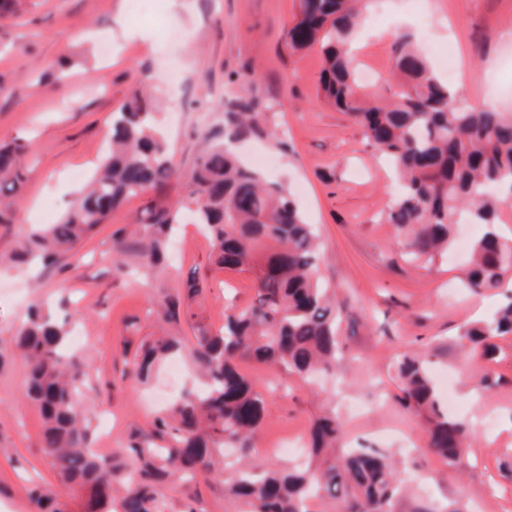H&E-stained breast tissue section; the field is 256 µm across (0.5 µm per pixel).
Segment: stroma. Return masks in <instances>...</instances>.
<instances>
[{"mask_svg":"<svg viewBox=\"0 0 512 512\" xmlns=\"http://www.w3.org/2000/svg\"><path fill=\"white\" fill-rule=\"evenodd\" d=\"M296 0H161L140 18L130 0H19L0 18V143L30 144L28 181L12 211L0 215V255L21 249L31 229L57 223L72 207L80 179L90 178L108 149L112 114L128 99L138 76H148L158 126L178 170L157 185V204L181 195L204 139L224 138V104L251 96L266 129L288 125L285 143L266 136L242 151L269 155L266 175L288 185L324 245L320 277L347 305L339 341L344 374L306 386L274 367L243 362L239 368L265 401L253 450L268 466H285L278 446H302L318 417L336 413L345 440L383 449L401 463L408 489L397 512L423 502L464 512H512V336L497 338L492 359L463 357L452 343L464 325L490 317L512 280L497 290L461 288L464 256L415 264L381 215L395 198L393 173L361 129L325 104L319 93L322 59L310 52L289 58L283 33ZM512 29V0H371L354 42L356 69L378 72L370 84L383 92L393 67L392 35L411 32L416 42L455 44L461 69L436 67L448 86L467 87V103L512 102V49L501 34ZM81 42H71L73 31ZM182 84L170 86L172 69ZM142 201L132 198L89 239L63 254L56 267L31 264L0 270V348L9 349L29 306L48 301L58 315L76 314L85 340L77 354L89 373L86 396L95 412L92 447L110 454L129 434L150 427L163 396L180 395L190 382L158 372L140 386L122 374L124 348L159 333L155 308L199 277L207 292L199 312L210 328L254 294L248 275L217 271L210 242L191 224L179 231L163 260L143 265L132 252L115 255L112 233L136 224ZM124 272H117L116 264ZM435 351L456 378V416L473 422L475 435L464 467L453 469L428 451L423 426L397 398L394 359ZM27 369L17 358L0 366V512H29V492L55 486L67 496L40 451L39 410L22 399Z\"/></svg>","mask_w":512,"mask_h":512,"instance_id":"obj_1","label":"stroma"}]
</instances>
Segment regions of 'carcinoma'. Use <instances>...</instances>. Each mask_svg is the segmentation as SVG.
Listing matches in <instances>:
<instances>
[{
  "instance_id": "cac0c4a2",
  "label": "carcinoma",
  "mask_w": 512,
  "mask_h": 512,
  "mask_svg": "<svg viewBox=\"0 0 512 512\" xmlns=\"http://www.w3.org/2000/svg\"><path fill=\"white\" fill-rule=\"evenodd\" d=\"M367 0H297L284 35L288 58L315 51L322 58L324 100L363 129L369 145L390 163L398 195L386 211L416 263H432L454 249L460 224H496L502 198L512 195V113L487 104L461 105L416 52L408 33L393 39V83L387 94L360 91L349 48ZM150 99L136 90L112 113L109 155L57 224L30 231L21 255L51 266L125 200L144 201L140 236L112 234V249L135 251L147 264L161 261L166 240L185 212L211 242L217 270L251 277L254 296L224 315L214 331L198 313L204 281L192 278L163 297L158 313L170 325H188L192 343L168 332L146 337L124 359L132 379L149 382L171 358L188 355L198 383L159 412L126 448L103 455L91 448L90 407L84 401L85 364L70 346L73 321L42 303L31 305L13 336L15 356L28 366L24 399L42 417L43 458L65 484V501L50 487L30 493L31 512H170L161 485L199 480L223 487L232 512H396L401 480L395 458L374 448L336 452L342 424L320 417L308 431V462L261 467L254 441L264 421V399L237 363L252 359L307 382L340 360L337 329L345 305L318 275L321 243L288 188L244 164L238 143L264 134L252 97L224 104V140L198 156L178 203L159 206L153 189L175 175L167 143L155 135ZM27 145L0 146V203L14 204L26 183ZM512 273V245L488 230L471 242L463 283L472 292L494 290ZM512 335V296L488 321L461 333L466 355L486 357L493 340ZM429 352L396 359L401 401L426 426V447L450 467L462 464L471 434L443 408L430 374ZM236 448L237 467L224 476V448Z\"/></svg>"
}]
</instances>
